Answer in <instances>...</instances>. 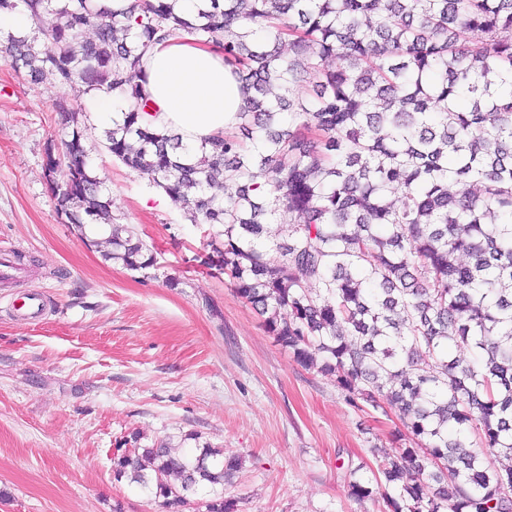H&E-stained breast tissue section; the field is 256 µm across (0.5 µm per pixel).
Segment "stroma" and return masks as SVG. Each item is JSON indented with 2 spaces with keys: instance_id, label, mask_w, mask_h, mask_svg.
Listing matches in <instances>:
<instances>
[{
  "instance_id": "obj_1",
  "label": "stroma",
  "mask_w": 512,
  "mask_h": 512,
  "mask_svg": "<svg viewBox=\"0 0 512 512\" xmlns=\"http://www.w3.org/2000/svg\"><path fill=\"white\" fill-rule=\"evenodd\" d=\"M63 94L0 52V250L17 270L0 277V512H162L151 490L112 476L134 432L241 457L224 487L236 512H385L374 487L397 414L354 408L334 376L294 361L225 280L208 226L176 204L147 208L153 186L103 151L90 111L92 170L156 262L128 270L97 230L57 217L44 167L66 135ZM25 290L46 295L41 317L12 308ZM354 481L372 495L353 498Z\"/></svg>"
}]
</instances>
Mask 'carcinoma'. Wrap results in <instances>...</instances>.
<instances>
[{
  "mask_svg": "<svg viewBox=\"0 0 512 512\" xmlns=\"http://www.w3.org/2000/svg\"><path fill=\"white\" fill-rule=\"evenodd\" d=\"M19 7L30 33L0 46L16 69L123 99L103 150L209 225L237 297L297 363L359 410L398 412L387 512H512V466L469 444L512 459V0H200L187 18L169 0H0ZM458 26L483 37L462 44ZM176 30L218 45L247 93L237 130L195 161L144 122L142 56ZM56 108L70 128L45 174L57 215L110 227L104 256L127 269L154 265L91 175L81 107ZM140 440L116 448L115 481L163 512L205 484L195 512H233L239 458Z\"/></svg>",
  "mask_w": 512,
  "mask_h": 512,
  "instance_id": "obj_1",
  "label": "carcinoma"
}]
</instances>
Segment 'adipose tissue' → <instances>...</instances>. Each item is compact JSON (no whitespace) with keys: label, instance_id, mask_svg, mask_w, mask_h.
<instances>
[{"label":"adipose tissue","instance_id":"1","mask_svg":"<svg viewBox=\"0 0 512 512\" xmlns=\"http://www.w3.org/2000/svg\"><path fill=\"white\" fill-rule=\"evenodd\" d=\"M146 89L154 101V129L180 133L190 148L234 131L245 96L221 50L180 33L144 55Z\"/></svg>","mask_w":512,"mask_h":512}]
</instances>
